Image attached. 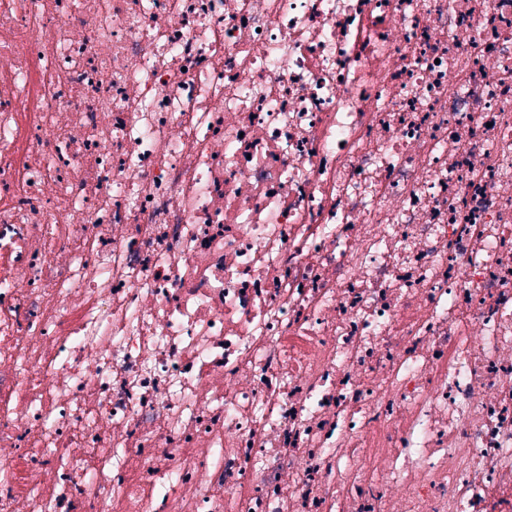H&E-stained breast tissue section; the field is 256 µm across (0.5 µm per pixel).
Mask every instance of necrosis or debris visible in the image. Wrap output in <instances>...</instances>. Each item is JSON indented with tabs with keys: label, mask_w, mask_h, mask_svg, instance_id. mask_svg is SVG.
I'll use <instances>...</instances> for the list:
<instances>
[{
	"label": "necrosis or debris",
	"mask_w": 512,
	"mask_h": 512,
	"mask_svg": "<svg viewBox=\"0 0 512 512\" xmlns=\"http://www.w3.org/2000/svg\"><path fill=\"white\" fill-rule=\"evenodd\" d=\"M0 512H512V0H0Z\"/></svg>",
	"instance_id": "obj_1"
}]
</instances>
